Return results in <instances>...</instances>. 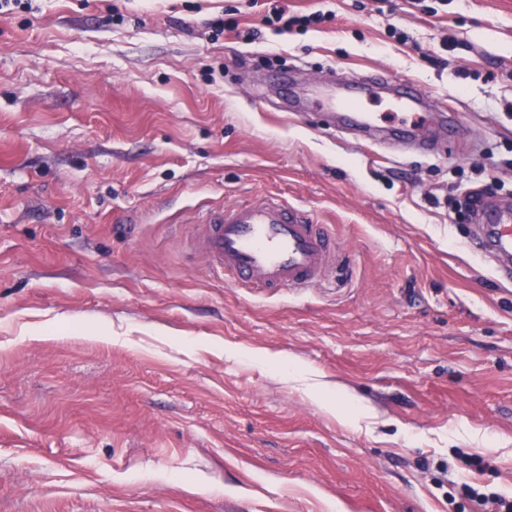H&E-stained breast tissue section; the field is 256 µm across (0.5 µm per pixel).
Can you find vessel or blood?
Segmentation results:
<instances>
[{
  "instance_id": "b4317fda",
  "label": "vessel or blood",
  "mask_w": 512,
  "mask_h": 512,
  "mask_svg": "<svg viewBox=\"0 0 512 512\" xmlns=\"http://www.w3.org/2000/svg\"><path fill=\"white\" fill-rule=\"evenodd\" d=\"M391 91V106L402 120L394 135L412 140L422 151L432 148L431 132L449 136L459 132L454 113L428 112L425 92L410 82L389 75H373L358 87L355 97L334 94L318 102L323 121L347 128L362 139H380L376 113L360 103L378 91ZM478 222L472 241L476 248L512 259V209L480 197L475 208ZM196 248L227 282L239 288L302 290L319 286L332 273L335 237L328 225L309 211L267 195L234 206H216L199 213Z\"/></svg>"
}]
</instances>
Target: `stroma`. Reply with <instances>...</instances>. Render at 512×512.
Masks as SVG:
<instances>
[{
    "mask_svg": "<svg viewBox=\"0 0 512 512\" xmlns=\"http://www.w3.org/2000/svg\"><path fill=\"white\" fill-rule=\"evenodd\" d=\"M275 6L321 20L284 31ZM230 7L254 41L209 28ZM283 66L414 82L461 131L364 144L280 111L261 79ZM489 187L512 204V0H21L0 15V512L512 494V279L463 206ZM255 194L329 225V284L236 288L195 251L200 206Z\"/></svg>",
    "mask_w": 512,
    "mask_h": 512,
    "instance_id": "stroma-1",
    "label": "stroma"
}]
</instances>
